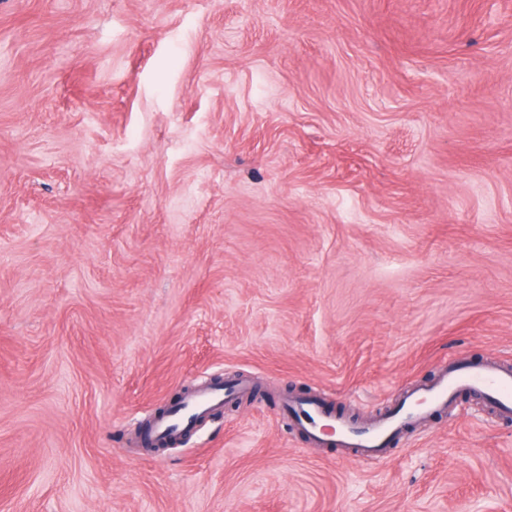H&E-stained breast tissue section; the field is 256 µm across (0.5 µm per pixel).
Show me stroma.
<instances>
[{"label": "stroma", "mask_w": 512, "mask_h": 512, "mask_svg": "<svg viewBox=\"0 0 512 512\" xmlns=\"http://www.w3.org/2000/svg\"><path fill=\"white\" fill-rule=\"evenodd\" d=\"M512 0H0V512H512ZM248 381L176 447V393ZM463 391L481 392L502 414L511 415L512 367L498 363L450 365L434 384L415 389L401 401L396 411L387 412L361 429L329 414L317 401L296 405L298 422L314 441L323 445L357 448L356 456L363 461L382 460L388 457L387 446L395 435L429 414L447 408ZM323 425L334 428L335 435L327 436ZM332 428H325V432L331 434Z\"/></svg>", "instance_id": "stroma-1"}]
</instances>
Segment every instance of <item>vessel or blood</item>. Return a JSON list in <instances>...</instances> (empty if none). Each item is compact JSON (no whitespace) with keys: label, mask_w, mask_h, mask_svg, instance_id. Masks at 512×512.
Instances as JSON below:
<instances>
[{"label":"vessel or blood","mask_w":512,"mask_h":512,"mask_svg":"<svg viewBox=\"0 0 512 512\" xmlns=\"http://www.w3.org/2000/svg\"><path fill=\"white\" fill-rule=\"evenodd\" d=\"M463 391L483 393L486 400L506 415L512 414V367L505 364L449 366L432 385L415 389L407 395L396 411L386 413L376 422L358 429L351 423L325 411L320 402L298 404V421L310 438L320 443H332L356 449L360 460H382L388 456V444L397 434L429 414L447 408ZM228 392L220 386L197 389L184 395L173 413L157 417L155 435L190 428L196 420L219 413ZM334 435H326L325 427Z\"/></svg>","instance_id":"vessel-or-blood-1"}]
</instances>
